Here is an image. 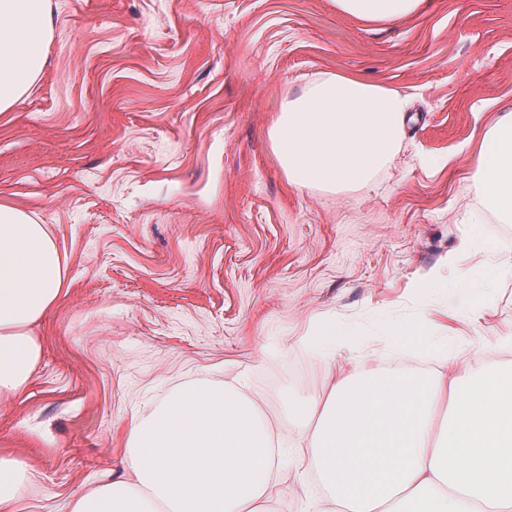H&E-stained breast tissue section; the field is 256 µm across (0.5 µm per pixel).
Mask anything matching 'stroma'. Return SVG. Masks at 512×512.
<instances>
[{"label":"stroma","mask_w":512,"mask_h":512,"mask_svg":"<svg viewBox=\"0 0 512 512\" xmlns=\"http://www.w3.org/2000/svg\"><path fill=\"white\" fill-rule=\"evenodd\" d=\"M40 78L0 112V205L45 225L65 288L31 328L41 356L0 398V460L23 469L11 512H71L128 479L133 419L174 390L246 383L297 442L288 402L335 383L310 342L390 364L395 321L433 337L512 333V276L479 321L472 289H418L463 238L512 252V222L471 217L484 131L512 110V0H425L368 22L334 0H49ZM336 73L406 94L404 135L366 184L296 186L270 138L279 103ZM322 336H325L323 341H320L315 344V347L319 349L320 353L323 355L325 361L328 364H332L336 362V353L337 350L344 347L346 344V337L341 336H351L348 331L345 329L336 330L334 329H326ZM328 336H336V338H329Z\"/></svg>","instance_id":"1"}]
</instances>
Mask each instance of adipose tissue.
<instances>
[{"label": "adipose tissue", "mask_w": 512, "mask_h": 512, "mask_svg": "<svg viewBox=\"0 0 512 512\" xmlns=\"http://www.w3.org/2000/svg\"><path fill=\"white\" fill-rule=\"evenodd\" d=\"M422 0H336L369 21L414 13ZM49 36L47 0H0V112L40 76ZM407 96L336 74L281 103L271 139L295 185L357 186L385 166L402 136ZM473 178L481 214L512 220V111L486 132ZM480 267L437 274L440 288L484 290L512 275V256L487 240ZM64 288L56 244L44 225L0 205V396L17 394L41 356L30 333ZM428 323L399 322L390 352L429 351L431 371H383L353 363L325 397L292 404L300 431L298 483L316 476L322 494L305 512H512V384L472 341L427 337ZM279 428L264 420L244 385L198 384L173 393L129 437L130 481L78 499L72 512H263L279 482Z\"/></svg>", "instance_id": "obj_1"}]
</instances>
